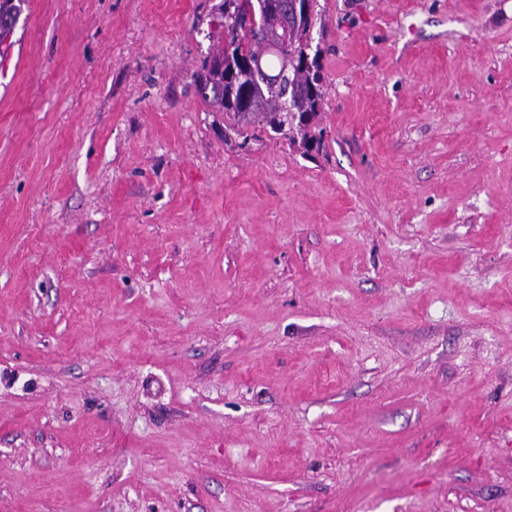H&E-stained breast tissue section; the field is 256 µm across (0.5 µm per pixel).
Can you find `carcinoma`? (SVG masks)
Returning a JSON list of instances; mask_svg holds the SVG:
<instances>
[{"label":"carcinoma","mask_w":512,"mask_h":512,"mask_svg":"<svg viewBox=\"0 0 512 512\" xmlns=\"http://www.w3.org/2000/svg\"><path fill=\"white\" fill-rule=\"evenodd\" d=\"M25 0H0V45L13 34ZM307 15L285 26L260 0H223L224 51L206 58L197 74L198 94L224 113V128L237 134L259 123L278 134L304 132L322 102L318 56H310L317 0Z\"/></svg>","instance_id":"1"}]
</instances>
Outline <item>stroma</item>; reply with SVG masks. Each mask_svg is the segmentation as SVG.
Instances as JSON below:
<instances>
[{"label":"stroma","instance_id":"obj_1","mask_svg":"<svg viewBox=\"0 0 512 512\" xmlns=\"http://www.w3.org/2000/svg\"><path fill=\"white\" fill-rule=\"evenodd\" d=\"M221 3L0 52V512H512V0H318L292 140ZM300 1H306L307 15L299 6V21L288 24V32L282 14L265 12L260 0L221 4L224 51L203 61L195 85L201 98L224 112L225 131L244 134V126L257 122L278 134L296 131L307 138L305 130L321 108L323 76L317 52L311 59L308 53L317 0ZM300 1H294L290 21L298 19ZM278 38L279 51L267 53V43Z\"/></svg>","mask_w":512,"mask_h":512}]
</instances>
